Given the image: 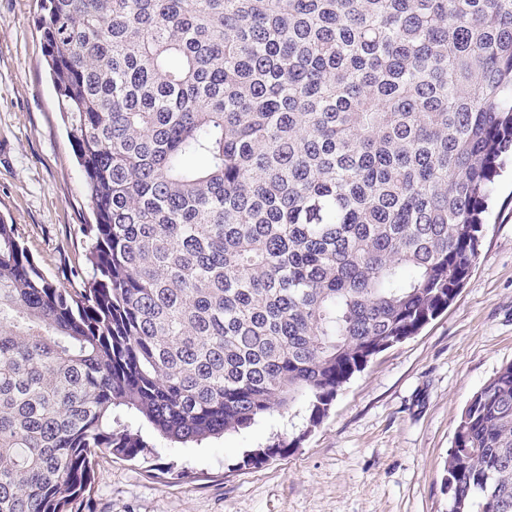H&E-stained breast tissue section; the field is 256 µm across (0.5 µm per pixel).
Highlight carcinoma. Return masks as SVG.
Here are the masks:
<instances>
[{
    "instance_id": "obj_1",
    "label": "carcinoma",
    "mask_w": 512,
    "mask_h": 512,
    "mask_svg": "<svg viewBox=\"0 0 512 512\" xmlns=\"http://www.w3.org/2000/svg\"><path fill=\"white\" fill-rule=\"evenodd\" d=\"M85 178L61 288L0 219V512H82L95 450L298 447L455 300L512 153V0H43ZM449 512H512V364L465 405Z\"/></svg>"
}]
</instances>
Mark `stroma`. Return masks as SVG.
<instances>
[{"label": "stroma", "instance_id": "35a3bbf8", "mask_svg": "<svg viewBox=\"0 0 512 512\" xmlns=\"http://www.w3.org/2000/svg\"><path fill=\"white\" fill-rule=\"evenodd\" d=\"M42 0H0V219L59 285L85 270L92 204L61 120L39 29ZM512 363V158L456 300L357 373L300 447L237 469L290 432L276 413L202 446L150 427L147 460L95 458L91 512H448L442 480L467 401Z\"/></svg>", "mask_w": 512, "mask_h": 512}]
</instances>
